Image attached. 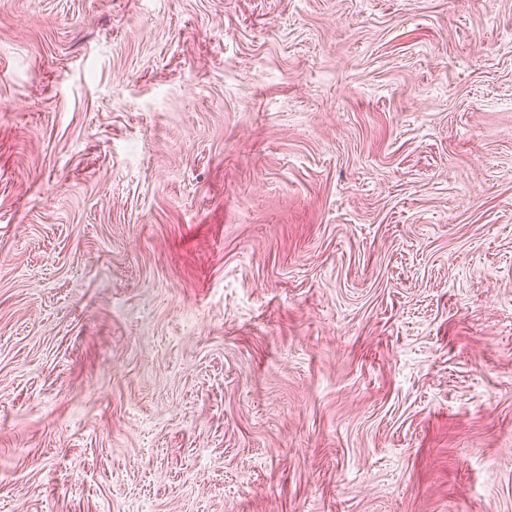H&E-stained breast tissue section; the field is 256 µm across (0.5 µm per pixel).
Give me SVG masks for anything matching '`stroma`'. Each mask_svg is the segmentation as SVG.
Returning <instances> with one entry per match:
<instances>
[{
	"label": "stroma",
	"instance_id": "1",
	"mask_svg": "<svg viewBox=\"0 0 512 512\" xmlns=\"http://www.w3.org/2000/svg\"><path fill=\"white\" fill-rule=\"evenodd\" d=\"M0 512H512V0H0Z\"/></svg>",
	"mask_w": 512,
	"mask_h": 512
}]
</instances>
